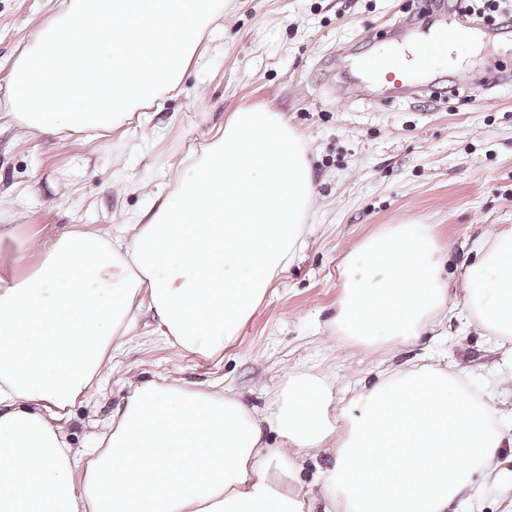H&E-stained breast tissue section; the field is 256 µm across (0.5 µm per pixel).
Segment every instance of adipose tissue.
<instances>
[{
	"label": "adipose tissue",
	"instance_id": "ef3b65f1",
	"mask_svg": "<svg viewBox=\"0 0 512 512\" xmlns=\"http://www.w3.org/2000/svg\"><path fill=\"white\" fill-rule=\"evenodd\" d=\"M227 0H58L17 46L0 124L37 141L100 142L182 85L223 32ZM303 136L245 106L167 164L114 237L36 234L0 276V512H448L495 474L490 398L455 366L383 373L350 400L291 372L264 410L215 386L129 385L91 446L65 433L111 375L142 314L181 352L215 359L297 259L313 212ZM448 248L416 220L387 224L344 261L332 319L341 346L405 344L448 305ZM471 323L512 348V226L481 239L462 279ZM328 451L317 497L296 461Z\"/></svg>",
	"mask_w": 512,
	"mask_h": 512
}]
</instances>
